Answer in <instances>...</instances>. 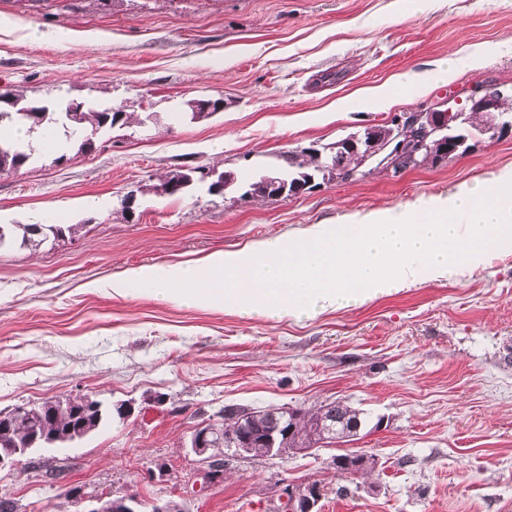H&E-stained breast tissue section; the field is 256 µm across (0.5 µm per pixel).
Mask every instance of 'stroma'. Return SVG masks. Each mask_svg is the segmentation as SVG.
Instances as JSON below:
<instances>
[{
    "mask_svg": "<svg viewBox=\"0 0 512 512\" xmlns=\"http://www.w3.org/2000/svg\"><path fill=\"white\" fill-rule=\"evenodd\" d=\"M476 47L480 70L466 64ZM447 60L457 65L449 83L436 74ZM412 74L427 92L404 85ZM488 82L512 85V0H0V85L58 112L75 98L141 99L155 115L112 129L97 153L73 143L59 161L40 150L0 175V225L79 227L71 239L0 246V412L86 393L132 407L73 447L0 471V496L27 512H75L65 491L76 484L147 507L181 496L188 512H283L287 487L315 482L319 512H512V254L307 320L109 287L132 267L358 224L493 182L512 171V134L476 136L467 155L396 176L378 169L285 201L246 194L287 170L297 147L458 108ZM381 84L399 96L391 108L364 96ZM205 97L223 98V111L186 121L185 100ZM183 163L235 180L221 196L203 185L155 193L158 176ZM336 402L360 413L352 440L284 458L229 455L223 481L205 483L190 448L198 425L231 408ZM349 453L379 466L337 472L333 458ZM45 460L64 481H42Z\"/></svg>",
    "mask_w": 512,
    "mask_h": 512,
    "instance_id": "1",
    "label": "stroma"
}]
</instances>
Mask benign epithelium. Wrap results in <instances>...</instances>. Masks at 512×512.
Here are the masks:
<instances>
[{
  "mask_svg": "<svg viewBox=\"0 0 512 512\" xmlns=\"http://www.w3.org/2000/svg\"><path fill=\"white\" fill-rule=\"evenodd\" d=\"M509 95V90L498 83L482 86L469 97L466 107L481 112L486 121L480 133L494 140L506 132L512 131V122L500 114L499 104ZM190 121L199 123L214 116L215 103L210 100H191L188 102ZM460 115L448 108L430 112H412L392 124L388 137L379 135L374 126L351 133L336 141L334 148H344L357 155L358 167L351 172L349 180L356 179L375 163L390 173L399 175L405 169L398 166L394 157L402 155L409 149L410 143L425 144L432 138L441 146L440 157L456 158L468 154L472 148L471 131L464 130L459 124ZM317 186L315 179L299 182L293 186L270 173L264 177V191L275 200H288L301 196ZM53 416L65 410L73 414V424L67 433L57 437H46L44 443L52 448L59 441L69 444L84 438L82 435V419L85 413L101 411L103 403L93 395L58 396L43 403ZM301 410L290 407H271L263 410L236 409L225 412L224 419L235 424L236 431L225 436L236 457H253L255 449L266 448L268 455L284 457L294 452L288 447V440L311 443L313 447L331 446L349 434L360 431L361 424L347 421L334 407L328 406L320 411V420L315 432L305 436L301 425L297 424ZM223 432L221 423L209 422L196 427L190 441L192 451L206 463V479L210 483H218L223 478V466L215 462L211 450L215 445V437ZM336 466L344 467L352 472H362L378 467V459L365 453L352 457H336ZM72 501L84 505L80 512H141V502L135 498L106 491L87 496L83 490L69 492ZM320 500L318 485L310 483L304 487L290 488L287 492L286 504L288 512H314Z\"/></svg>",
  "mask_w": 512,
  "mask_h": 512,
  "instance_id": "7a95c632",
  "label": "benign epithelium"
}]
</instances>
